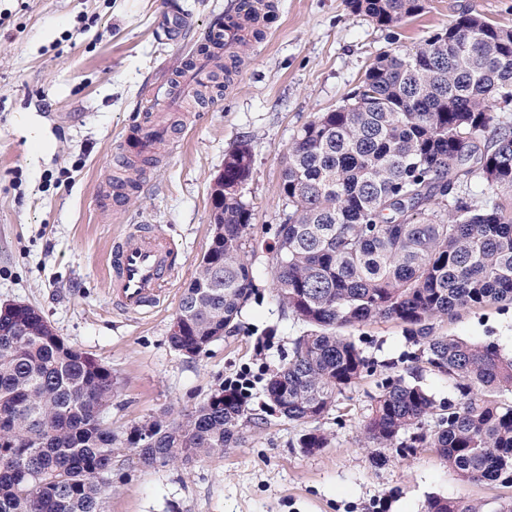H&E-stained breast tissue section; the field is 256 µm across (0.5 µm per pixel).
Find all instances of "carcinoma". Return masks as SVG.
Here are the masks:
<instances>
[{
	"label": "carcinoma",
	"mask_w": 512,
	"mask_h": 512,
	"mask_svg": "<svg viewBox=\"0 0 512 512\" xmlns=\"http://www.w3.org/2000/svg\"><path fill=\"white\" fill-rule=\"evenodd\" d=\"M394 28L425 0H346ZM512 29L464 13L412 48L378 53L351 101L294 137L282 170L284 219L271 258L278 302L307 330L265 392L282 417L311 429L342 392L374 372L343 330L376 319L404 325L419 369L448 377L457 399L437 405L419 382L384 377L363 442L431 448L464 484L512 486V357L494 343L434 333L431 321L467 308L512 305ZM247 144L224 156V200L211 246L182 292L172 348L196 356L237 328L256 285L246 254L253 210L235 186L250 178ZM478 179L475 205L460 188ZM117 378L59 336L25 303L0 306V512H103L112 454L135 449L148 467L220 455L241 439L246 400L219 389L190 411L112 432ZM434 426H428L429 422ZM183 452L170 453L174 444ZM427 512H483L466 497L433 496Z\"/></svg>",
	"instance_id": "1"
}]
</instances>
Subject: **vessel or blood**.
I'll use <instances>...</instances> for the list:
<instances>
[{
  "label": "vessel or blood",
  "mask_w": 512,
  "mask_h": 512,
  "mask_svg": "<svg viewBox=\"0 0 512 512\" xmlns=\"http://www.w3.org/2000/svg\"><path fill=\"white\" fill-rule=\"evenodd\" d=\"M239 31L236 25H214L204 31L195 49L192 71L196 81L207 77L209 57L218 55ZM168 127L165 114L152 112L142 117L133 134L136 151L154 150L164 141ZM177 256L173 241L153 226L129 228L113 242L110 252L107 279L113 305L132 313L155 308L175 273Z\"/></svg>",
  "instance_id": "1"
}]
</instances>
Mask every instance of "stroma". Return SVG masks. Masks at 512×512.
Returning a JSON list of instances; mask_svg holds the SVG:
<instances>
[{"mask_svg": "<svg viewBox=\"0 0 512 512\" xmlns=\"http://www.w3.org/2000/svg\"><path fill=\"white\" fill-rule=\"evenodd\" d=\"M172 3L189 18L179 43L155 33ZM224 3L0 0V305L37 307L59 336L111 368L118 389L108 419L122 436L251 374L250 420L236 447L151 468L118 449L104 512H425L433 496H465L496 512L512 487L460 484L427 448L390 449L378 461L363 446L380 375L419 376L440 404L456 397L446 377L416 372L400 324L348 329L377 373L345 389L320 419L328 444L318 452H303L304 427L271 407L264 385L305 329L275 298L271 268L294 135L343 105L378 51L417 45L470 11L512 27V0H428L425 12L390 29L344 0H272L215 99L165 102L171 145L140 157V184L120 204L103 200L107 178L125 169L120 145L150 105L146 90L184 69ZM242 143L252 152L242 194L254 210L256 289L236 332L188 357L171 347L170 324L211 245L212 185L225 154ZM133 224L156 225L179 251L166 299L141 315L114 308L106 278L112 243ZM433 325L512 355V306L466 309Z\"/></svg>", "mask_w": 512, "mask_h": 512, "instance_id": "1", "label": "stroma"}]
</instances>
